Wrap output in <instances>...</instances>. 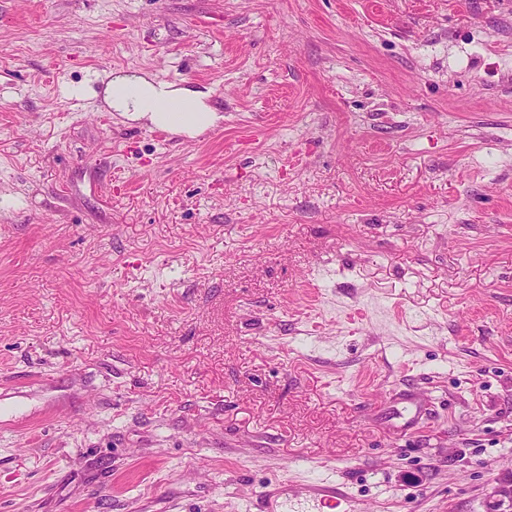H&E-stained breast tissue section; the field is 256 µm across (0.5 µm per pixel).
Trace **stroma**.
<instances>
[{"label": "stroma", "instance_id": "1", "mask_svg": "<svg viewBox=\"0 0 512 512\" xmlns=\"http://www.w3.org/2000/svg\"><path fill=\"white\" fill-rule=\"evenodd\" d=\"M116 70L221 118L104 111ZM510 470L512 0H0V512Z\"/></svg>", "mask_w": 512, "mask_h": 512}]
</instances>
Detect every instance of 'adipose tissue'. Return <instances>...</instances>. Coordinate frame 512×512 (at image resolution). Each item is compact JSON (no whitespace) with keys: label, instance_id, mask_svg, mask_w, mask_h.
<instances>
[{"label":"adipose tissue","instance_id":"obj_1","mask_svg":"<svg viewBox=\"0 0 512 512\" xmlns=\"http://www.w3.org/2000/svg\"><path fill=\"white\" fill-rule=\"evenodd\" d=\"M102 101L107 110L128 120L189 137L215 126L220 119L206 93L152 76L114 75L104 85ZM171 102L185 104V111H168Z\"/></svg>","mask_w":512,"mask_h":512}]
</instances>
